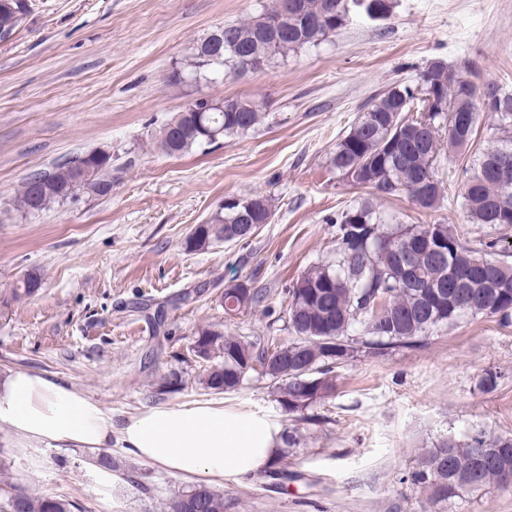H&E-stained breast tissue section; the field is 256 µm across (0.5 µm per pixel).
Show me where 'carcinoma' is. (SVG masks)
<instances>
[{
  "instance_id": "carcinoma-1",
  "label": "carcinoma",
  "mask_w": 512,
  "mask_h": 512,
  "mask_svg": "<svg viewBox=\"0 0 512 512\" xmlns=\"http://www.w3.org/2000/svg\"><path fill=\"white\" fill-rule=\"evenodd\" d=\"M22 0H0V38L13 34L27 12ZM357 0H273L246 19L223 25L229 38L200 42L186 71L172 79L214 81L229 68L240 74L263 68L275 55L317 44L336 33ZM492 88L508 102L491 113L494 144L482 149L465 168L460 197L470 224L502 229L497 212L512 209V91ZM475 84L441 61L430 62L415 86L396 85L374 97L350 130L336 143L332 163L349 185L369 194L407 197L429 213L445 199L440 170L447 153L474 144L486 118L479 110ZM442 103L426 109L430 96ZM234 112H200L197 119L178 112L152 138L153 147L179 156L225 137L256 130L266 118L261 97L233 98ZM448 146L442 145V134ZM509 158L507 176L497 164ZM112 192V153L93 149L48 170L30 173L10 201L21 217L56 206L105 197ZM241 207L218 205L195 225L184 249L198 251L214 241H239L243 225L268 224L277 209L270 195L240 198ZM446 249L437 259L419 250L427 240ZM415 264L413 281L404 279L403 256ZM512 245L507 235L470 240L448 224H395L393 218L364 200L336 218L332 253L309 266L288 288L285 321L291 339L274 336L248 342L204 325L197 328L191 351L204 361L220 360L202 378L215 393L238 390L252 373L270 380L279 403L289 412L303 411L336 389L335 369L357 357H381L396 348L422 347L430 336L464 318H495L512 324L509 304H498L488 285L505 279L512 285ZM512 471V434L482 429L458 439L441 437L420 455L410 472L412 485L429 491L434 510L463 495L505 490L501 474ZM72 504L56 496L16 489L6 512H71ZM168 512H224V494L199 486L174 498Z\"/></svg>"
}]
</instances>
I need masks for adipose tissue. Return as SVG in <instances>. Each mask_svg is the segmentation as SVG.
<instances>
[{
  "instance_id": "1",
  "label": "adipose tissue",
  "mask_w": 512,
  "mask_h": 512,
  "mask_svg": "<svg viewBox=\"0 0 512 512\" xmlns=\"http://www.w3.org/2000/svg\"><path fill=\"white\" fill-rule=\"evenodd\" d=\"M0 423L24 441L97 453L120 441L171 476L254 474L277 454L280 427L257 413L212 404L157 407L115 427L112 412L50 377L12 371L0 377Z\"/></svg>"
}]
</instances>
